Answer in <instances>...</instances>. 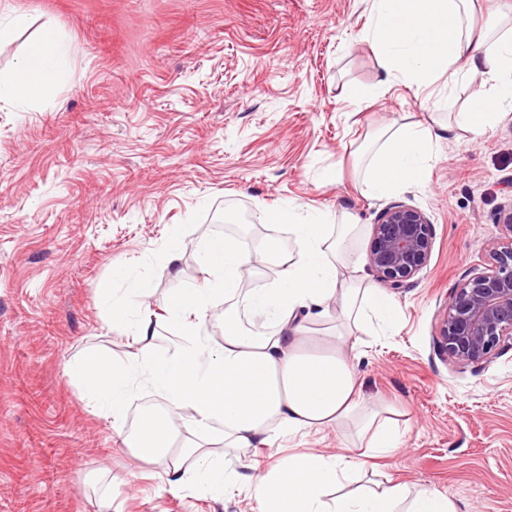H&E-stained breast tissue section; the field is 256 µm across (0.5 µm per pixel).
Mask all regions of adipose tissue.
I'll use <instances>...</instances> for the list:
<instances>
[{
    "mask_svg": "<svg viewBox=\"0 0 512 512\" xmlns=\"http://www.w3.org/2000/svg\"><path fill=\"white\" fill-rule=\"evenodd\" d=\"M482 0H371V22L364 38L376 50L382 78L378 93L403 83L424 90L436 82L452 89L458 82L480 80L486 92L476 108L449 113V136L480 135L512 112V18L498 11L476 22ZM404 19L403 28L390 24ZM70 55L66 37L43 26L21 60L0 71V101L33 106L60 84ZM438 134L417 121L377 131L378 146L370 157L363 191L381 198L418 184ZM328 214L288 202L261 212L262 224H284L293 246L282 250L270 241L248 252L229 240H216L201 252L207 274L203 287L171 294L163 314L144 299L152 284L113 271L123 289L101 291L113 321L129 324L134 341L146 353L136 364L117 363L96 353L74 361L70 374L84 398L106 414L124 411L136 380H143L168 402L166 413L144 420L125 443L143 462L171 459L164 471L168 484H197L219 494L229 478L224 458L213 445L253 448L275 434L322 432L356 413H364L365 444L348 453L315 450L291 454L255 476L251 487L257 512H458L456 502L435 491L410 493L385 479L354 492H344L351 472L367 458L390 455L402 434L379 410L367 407L348 339L336 335L325 349H316L306 326L313 309H327L341 300L342 317L362 334L392 328L397 319L393 301L371 286L363 264L346 242L358 227L329 229ZM275 258L279 279L262 288L243 289L251 261ZM224 305V336L211 346L205 318L216 303ZM262 319L264 330L243 325L244 317ZM177 325L180 334L172 352L151 349L158 318ZM191 437H183L184 428Z\"/></svg>",
    "mask_w": 512,
    "mask_h": 512,
    "instance_id": "1",
    "label": "adipose tissue"
}]
</instances>
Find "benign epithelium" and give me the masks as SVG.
I'll use <instances>...</instances> for the list:
<instances>
[{
	"instance_id": "obj_1",
	"label": "benign epithelium",
	"mask_w": 512,
	"mask_h": 512,
	"mask_svg": "<svg viewBox=\"0 0 512 512\" xmlns=\"http://www.w3.org/2000/svg\"><path fill=\"white\" fill-rule=\"evenodd\" d=\"M434 237L422 211L390 205L373 224L367 265L389 288H407L428 265ZM436 339L440 355L463 367L484 369L512 350V237L492 250L484 270L450 290Z\"/></svg>"
}]
</instances>
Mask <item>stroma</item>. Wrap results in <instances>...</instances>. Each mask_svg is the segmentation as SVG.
Returning <instances> with one entry per match:
<instances>
[{"mask_svg": "<svg viewBox=\"0 0 512 512\" xmlns=\"http://www.w3.org/2000/svg\"><path fill=\"white\" fill-rule=\"evenodd\" d=\"M1 4L32 24L0 48V70L47 23L70 56L42 105L0 103V512H253L251 467L357 442L353 421L284 432L225 457L237 479L223 496L174 489L163 464L123 442L163 398L140 388L116 419L82 401L67 373L92 350L142 357L101 302L113 268L150 280L162 312L170 293L202 284L209 241L288 246L287 225L257 221L284 201L359 225L348 248L360 254L391 203L418 207L435 227L428 266L389 293L395 330L362 336L355 362L366 401L393 409L405 443L347 490L388 477L444 493L462 512H512V350L476 370L445 362L434 343L451 288L512 238V114L478 137H440L420 184L373 200L360 189L368 138L429 122L436 107L403 85L377 95L363 38L371 0ZM175 234L185 248L170 269Z\"/></svg>", "mask_w": 512, "mask_h": 512, "instance_id": "stroma-1", "label": "stroma"}]
</instances>
